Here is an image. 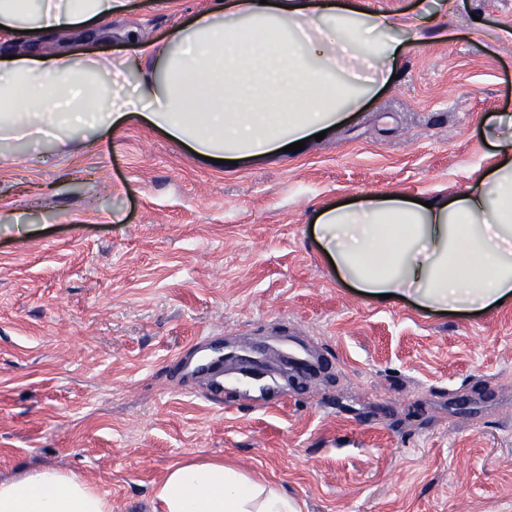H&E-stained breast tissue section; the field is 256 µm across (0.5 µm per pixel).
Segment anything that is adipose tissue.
I'll use <instances>...</instances> for the list:
<instances>
[{
	"instance_id": "1",
	"label": "adipose tissue",
	"mask_w": 512,
	"mask_h": 512,
	"mask_svg": "<svg viewBox=\"0 0 512 512\" xmlns=\"http://www.w3.org/2000/svg\"><path fill=\"white\" fill-rule=\"evenodd\" d=\"M127 0H0V26L62 37L89 30ZM400 20L334 0H216L213 9L151 45L131 46L148 120L197 154L268 158L344 121L388 81L403 47L380 40ZM105 58L65 50L0 59V140L98 131L128 114L112 99ZM485 134L502 158L465 193L432 207L371 191L317 216L316 237L336 273L370 296H410L464 311L512 301V115ZM160 512H300L287 493L222 460H182L155 485ZM0 512H112L84 477L43 468L0 480Z\"/></svg>"
}]
</instances>
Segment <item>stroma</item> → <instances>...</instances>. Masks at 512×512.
<instances>
[{
    "label": "stroma",
    "instance_id": "stroma-1",
    "mask_svg": "<svg viewBox=\"0 0 512 512\" xmlns=\"http://www.w3.org/2000/svg\"><path fill=\"white\" fill-rule=\"evenodd\" d=\"M349 2L438 29L401 31L394 79L298 154L215 164L141 117L0 142V479L53 467L156 512L171 464L220 458L301 512H512V304L378 301L313 233L324 205L450 196L497 162L512 0ZM211 3L128 0L62 45L117 64ZM216 339L274 380L264 407L233 359L204 397L189 364Z\"/></svg>",
    "mask_w": 512,
    "mask_h": 512
}]
</instances>
